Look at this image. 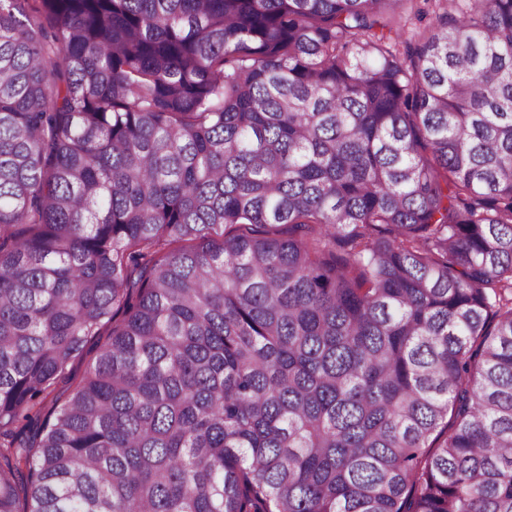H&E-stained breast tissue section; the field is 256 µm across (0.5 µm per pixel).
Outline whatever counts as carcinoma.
<instances>
[{"label": "carcinoma", "instance_id": "1", "mask_svg": "<svg viewBox=\"0 0 512 512\" xmlns=\"http://www.w3.org/2000/svg\"><path fill=\"white\" fill-rule=\"evenodd\" d=\"M0 512H512V0H0Z\"/></svg>", "mask_w": 512, "mask_h": 512}]
</instances>
